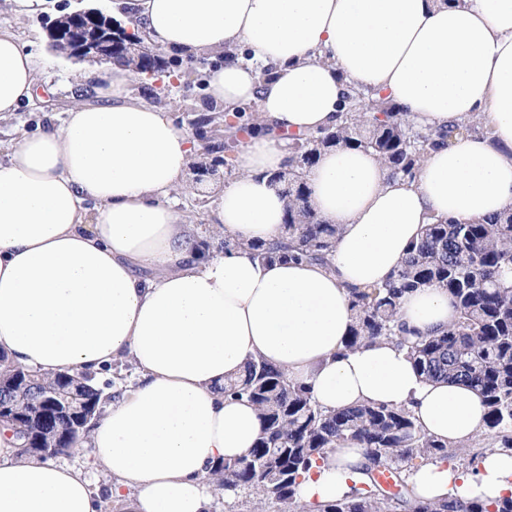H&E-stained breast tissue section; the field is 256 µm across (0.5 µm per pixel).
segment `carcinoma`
Instances as JSON below:
<instances>
[{
	"mask_svg": "<svg viewBox=\"0 0 512 512\" xmlns=\"http://www.w3.org/2000/svg\"><path fill=\"white\" fill-rule=\"evenodd\" d=\"M143 38L134 33L116 53L118 58L140 60L144 73H156L165 61L142 51ZM205 125L217 124L224 135V152L237 146V130L214 113ZM479 131L460 123L446 129L421 132L413 128L407 113L398 112L377 91L353 88L346 97L345 113L334 129L301 134L290 144L285 183L286 218L280 238L269 243H249L258 258H293L328 263L340 227L318 218L310 204L305 176L321 151L357 147L372 152L394 174L411 175L420 166L427 148ZM512 212L490 222L439 221L424 225L400 268L380 287L352 289L353 323L346 347L366 341L395 340L407 348L416 370L428 380L461 382L476 389L487 407L485 434L500 447L512 451ZM448 290L457 311L448 329L414 339L397 321L400 299L417 288ZM0 349V400L33 418L31 430L43 438L28 443L27 433L14 424L0 425L12 431L15 447L30 457L67 456L92 428L80 427L50 403L49 397L63 389L76 392L89 405L93 418L103 412L104 390L87 372H63L51 377L26 369ZM224 394L245 397L258 410L259 436L249 451L224 461L210 472L207 481L218 490H232L269 502L276 512H303L296 500L302 475L349 440L366 448L363 471L366 489L344 499L319 506V512H512V497L496 503L429 500L408 488L403 472L426 461H448L460 455L452 447L426 434L405 407L362 404L334 412L320 407L309 392L288 380L287 375L265 361L252 358L243 371L224 380ZM64 432L68 439L57 443L49 436ZM391 472L398 491H387L377 474Z\"/></svg>",
	"mask_w": 512,
	"mask_h": 512,
	"instance_id": "cac0c4a2",
	"label": "carcinoma"
}]
</instances>
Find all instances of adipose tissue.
<instances>
[{
	"label": "adipose tissue",
	"instance_id": "adipose-tissue-1",
	"mask_svg": "<svg viewBox=\"0 0 512 512\" xmlns=\"http://www.w3.org/2000/svg\"><path fill=\"white\" fill-rule=\"evenodd\" d=\"M125 4L170 56L217 61L211 105L231 115L257 103L267 131L246 137L201 222L178 199L200 144L132 97L139 74L126 65L0 158V349L48 375L125 357L137 368L85 442L111 498L123 512H215L210 469L260 432L255 406L222 391L254 356L323 409L405 407L451 445L482 432L476 390L424 380L395 342L345 339L351 289L381 285L424 224L512 212V0ZM47 63L0 28V120L33 100ZM352 85L386 93L423 129L482 115L489 131L428 148L411 176L363 149L322 151L306 182L318 217L341 228L329 265L253 258L248 242L282 234L286 199L270 178L287 167L289 135L336 127ZM217 235L236 248L210 249ZM455 316L437 287L406 293L399 314L423 336ZM365 462L349 440L314 465L297 487L305 512L350 495ZM407 482L424 498L494 502L512 495V453L486 452L470 473L430 461ZM90 486L81 468L19 456L0 428V512H100Z\"/></svg>",
	"mask_w": 512,
	"mask_h": 512
}]
</instances>
